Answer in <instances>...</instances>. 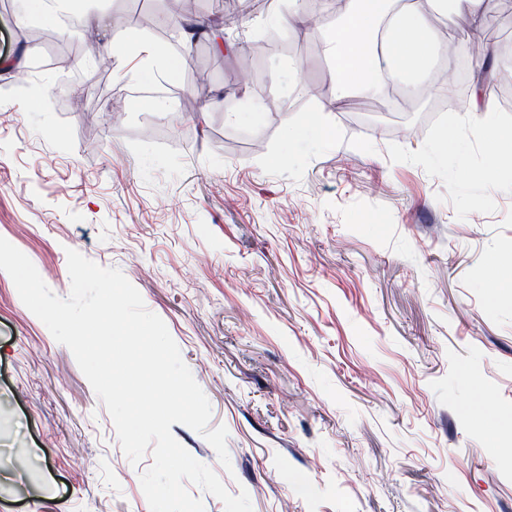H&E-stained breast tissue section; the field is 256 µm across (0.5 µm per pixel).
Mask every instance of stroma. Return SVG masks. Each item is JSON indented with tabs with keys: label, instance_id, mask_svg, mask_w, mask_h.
Segmentation results:
<instances>
[{
	"label": "stroma",
	"instance_id": "obj_1",
	"mask_svg": "<svg viewBox=\"0 0 512 512\" xmlns=\"http://www.w3.org/2000/svg\"><path fill=\"white\" fill-rule=\"evenodd\" d=\"M244 7L224 47L184 42L171 0H88L83 103L55 56L72 36L31 48L0 0V42L23 75L0 68V237L59 297L67 249L120 269L165 322L228 430L230 468L198 432L174 437L253 512H512V180L481 173V121L408 109L333 107L325 32L273 27L279 0ZM173 47L167 84L207 76L187 123L144 98L104 109L144 54L123 44L133 16ZM279 29L302 52L303 78L281 56L261 64L264 109L230 124L250 93L225 94L243 60ZM310 121L289 137V126ZM462 127L468 166L440 146ZM71 351L0 271V512H150L140 475Z\"/></svg>",
	"mask_w": 512,
	"mask_h": 512
}]
</instances>
